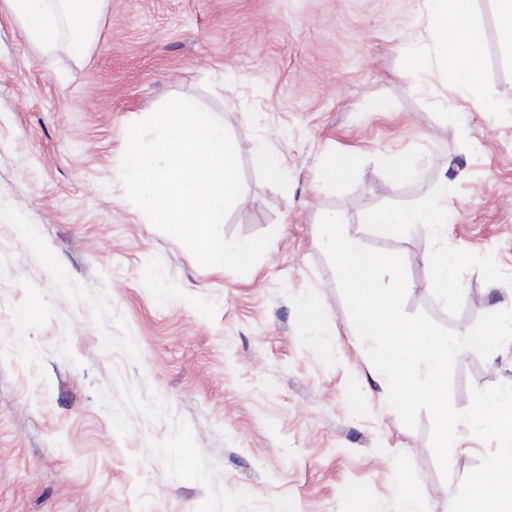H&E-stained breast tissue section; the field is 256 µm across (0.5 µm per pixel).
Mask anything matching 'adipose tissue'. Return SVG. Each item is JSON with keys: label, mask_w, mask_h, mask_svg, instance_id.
<instances>
[{"label": "adipose tissue", "mask_w": 512, "mask_h": 512, "mask_svg": "<svg viewBox=\"0 0 512 512\" xmlns=\"http://www.w3.org/2000/svg\"><path fill=\"white\" fill-rule=\"evenodd\" d=\"M9 14L24 30L27 39L43 50L66 46L73 57L89 51L107 0H4ZM437 46L450 81L459 95L475 101L482 98L483 76L476 48L481 28L474 13V0H425ZM393 179L416 183L421 197L414 208L389 209L368 214L364 224L372 230L395 232L411 224L445 227L448 213L441 202L447 198L451 182L427 179L417 159L402 154L390 159ZM457 253L441 249L428 261L427 288L448 298L461 293L455 275Z\"/></svg>", "instance_id": "1"}]
</instances>
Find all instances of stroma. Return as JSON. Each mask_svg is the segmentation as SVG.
Returning <instances> with one entry per match:
<instances>
[{
  "label": "stroma",
  "mask_w": 512,
  "mask_h": 512,
  "mask_svg": "<svg viewBox=\"0 0 512 512\" xmlns=\"http://www.w3.org/2000/svg\"><path fill=\"white\" fill-rule=\"evenodd\" d=\"M474 9L486 108L456 95L424 0H109L81 61L0 9V512H398L409 491L449 512L495 446L459 429L442 477L429 416L412 430L387 402L319 222L404 257L408 314L459 332L464 311L512 303V57L494 0ZM173 97L238 146L222 233L273 235L247 273L200 265L125 195L127 129ZM401 153L452 181L441 232L362 224L416 205L389 175ZM334 156L354 169L321 183ZM445 247L448 301L423 285ZM499 384L512 343L463 350L452 403Z\"/></svg>",
  "instance_id": "35a3bbf8"
}]
</instances>
